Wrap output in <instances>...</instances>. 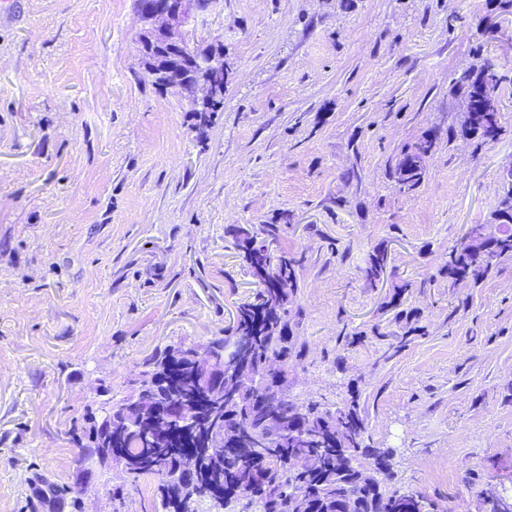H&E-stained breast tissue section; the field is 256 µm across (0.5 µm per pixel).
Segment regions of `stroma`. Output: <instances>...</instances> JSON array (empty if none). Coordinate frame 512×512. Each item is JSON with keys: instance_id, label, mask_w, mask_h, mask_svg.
<instances>
[{"instance_id": "35a3bbf8", "label": "stroma", "mask_w": 512, "mask_h": 512, "mask_svg": "<svg viewBox=\"0 0 512 512\" xmlns=\"http://www.w3.org/2000/svg\"><path fill=\"white\" fill-rule=\"evenodd\" d=\"M501 0H213L186 29L223 47L224 108L197 135L188 97L141 62L136 0H0V512H153L155 484L84 462L71 439L144 359L204 346L256 285L225 230L290 223L298 401L358 397L388 490L435 512L512 495V258L450 285L449 251L491 223L512 166V89L494 142L440 141L410 193L388 162L462 121L452 81L512 76ZM386 245L389 273L361 276ZM423 332L406 335L391 300ZM407 336L383 359L378 332ZM356 337L344 345L343 336Z\"/></svg>"}]
</instances>
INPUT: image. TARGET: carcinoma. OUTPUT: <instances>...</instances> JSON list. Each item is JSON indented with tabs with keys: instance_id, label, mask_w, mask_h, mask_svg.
I'll use <instances>...</instances> for the list:
<instances>
[{
	"instance_id": "obj_1",
	"label": "carcinoma",
	"mask_w": 512,
	"mask_h": 512,
	"mask_svg": "<svg viewBox=\"0 0 512 512\" xmlns=\"http://www.w3.org/2000/svg\"><path fill=\"white\" fill-rule=\"evenodd\" d=\"M487 65L465 71L454 79L453 88L473 114L468 127L448 129L472 136L486 144L499 133L497 113L489 116L493 128L476 118L484 100H497L504 77L486 75ZM438 131L430 132L402 150L391 169L400 188L409 193L424 179L416 164L419 155L432 152ZM495 220L512 224V195H504L494 211ZM280 224L238 226L228 229L238 256L246 264L259 289L237 306L230 333L211 341L217 357L224 352V428L202 429L193 435L183 424L170 422L165 436L146 437L122 425L128 400L107 402L100 412H87L81 433H73L85 460L101 464L110 451L123 463L131 484L150 478L156 483L157 512H190L196 499L201 512H227L229 500L241 502L238 512H296L298 494L305 497L307 512H414L416 496L387 493L380 482L368 484L354 469L353 453L371 461L375 472L389 474L391 452L364 444L365 422L354 407H337L324 400L299 403L288 394L287 380L301 360L304 343L288 330V304L299 284L298 260L280 242ZM512 257V231L501 232L492 257L479 251L454 247L448 260V278L453 282L478 281L502 259ZM388 252L376 248L362 270L373 286L387 271ZM248 336L250 346L241 351L238 337ZM140 372L156 381L157 389L143 393L153 405L184 397L207 412L212 374L191 362L185 345L156 350ZM212 448L194 476L195 490L167 479L178 457L203 446ZM299 453L320 455L314 471L292 472L290 460Z\"/></svg>"
}]
</instances>
